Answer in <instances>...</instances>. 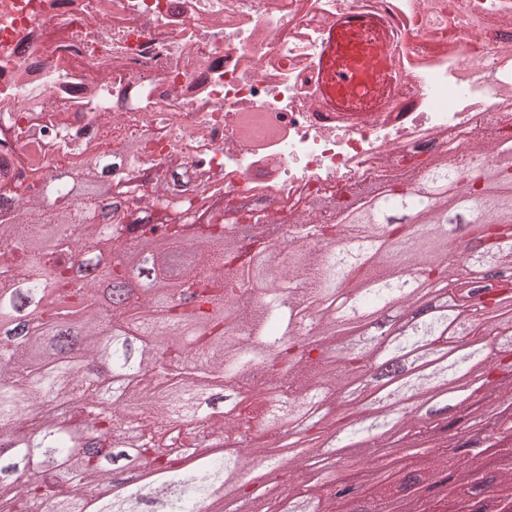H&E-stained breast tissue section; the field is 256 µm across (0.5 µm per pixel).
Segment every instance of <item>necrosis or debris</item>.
Returning a JSON list of instances; mask_svg holds the SVG:
<instances>
[{"mask_svg":"<svg viewBox=\"0 0 512 512\" xmlns=\"http://www.w3.org/2000/svg\"><path fill=\"white\" fill-rule=\"evenodd\" d=\"M370 2L400 35L404 82L348 127L319 110L312 64L353 0H0V95L29 100L0 113L9 178L30 176L20 155L48 176L85 146L126 170L119 143L137 138V179L177 169L169 197L207 177L226 206L285 217L312 196L425 170L436 145L469 169L478 134L512 136V0H440V29L422 0Z\"/></svg>","mask_w":512,"mask_h":512,"instance_id":"1","label":"necrosis or debris"}]
</instances>
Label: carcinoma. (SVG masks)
<instances>
[{"instance_id":"obj_1","label":"carcinoma","mask_w":512,"mask_h":512,"mask_svg":"<svg viewBox=\"0 0 512 512\" xmlns=\"http://www.w3.org/2000/svg\"><path fill=\"white\" fill-rule=\"evenodd\" d=\"M112 167L88 159L60 183L0 195L10 215L0 222V512H212L261 469L288 473L280 512L300 500L308 512H340L349 502L333 492L336 464L322 453L324 437L340 433L339 410L384 512H486L490 492L512 512V341L501 340L512 337V219L501 215L512 161L433 167L437 194L455 188L457 207L482 209L477 222L394 185L340 247L337 225L312 208L283 242L297 260L260 272L204 195L176 204L210 213L189 243L186 225L164 218L163 197L115 223L123 201L112 197ZM390 208L422 211L429 225L462 221L463 237L434 245ZM48 224L59 235L51 252L38 246ZM106 252L115 258L102 268ZM416 268L447 306L378 343H345L354 315L384 321L421 303ZM137 273L169 293L133 288ZM227 303L241 336L224 324ZM189 323L191 340H175ZM490 391L495 429L476 432L469 401ZM294 426L303 447L286 466L262 440L213 459L226 437L260 430L283 443ZM396 434L416 451L376 455ZM479 448L498 475L485 474Z\"/></svg>"}]
</instances>
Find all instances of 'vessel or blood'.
<instances>
[{
	"instance_id": "1",
	"label": "vessel or blood",
	"mask_w": 512,
	"mask_h": 512,
	"mask_svg": "<svg viewBox=\"0 0 512 512\" xmlns=\"http://www.w3.org/2000/svg\"><path fill=\"white\" fill-rule=\"evenodd\" d=\"M395 34L385 18L354 4L324 32L314 61V95L343 124L355 122L360 99L385 101L402 84L390 62Z\"/></svg>"
}]
</instances>
